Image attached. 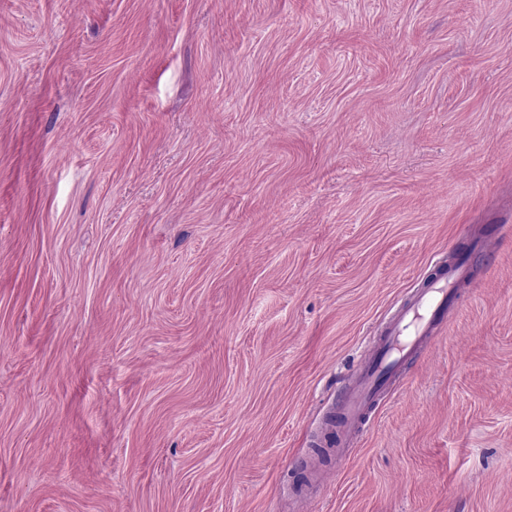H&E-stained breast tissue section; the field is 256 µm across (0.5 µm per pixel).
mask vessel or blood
I'll return each mask as SVG.
<instances>
[{
	"label": "vessel or blood",
	"mask_w": 512,
	"mask_h": 512,
	"mask_svg": "<svg viewBox=\"0 0 512 512\" xmlns=\"http://www.w3.org/2000/svg\"><path fill=\"white\" fill-rule=\"evenodd\" d=\"M467 261L457 260L447 272L417 291L412 301L397 309L370 342L358 375L346 393L340 441H350L362 428L369 406L384 388L387 376L399 368L402 355L420 349L433 339L439 324L454 311L453 298L469 276Z\"/></svg>",
	"instance_id": "obj_1"
}]
</instances>
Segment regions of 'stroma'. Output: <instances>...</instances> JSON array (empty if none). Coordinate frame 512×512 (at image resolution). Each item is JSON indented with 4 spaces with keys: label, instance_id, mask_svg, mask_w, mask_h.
Returning a JSON list of instances; mask_svg holds the SVG:
<instances>
[{
    "label": "stroma",
    "instance_id": "1",
    "mask_svg": "<svg viewBox=\"0 0 512 512\" xmlns=\"http://www.w3.org/2000/svg\"><path fill=\"white\" fill-rule=\"evenodd\" d=\"M0 512H512V0H0ZM469 274V262L457 259L444 275L431 280L412 301L397 309L373 336L358 376L346 393L345 418L337 433L339 446L350 442L352 434L366 423V411L383 390L384 379L399 368L402 354L427 346L439 324L454 312L453 298Z\"/></svg>",
    "mask_w": 512,
    "mask_h": 512
}]
</instances>
